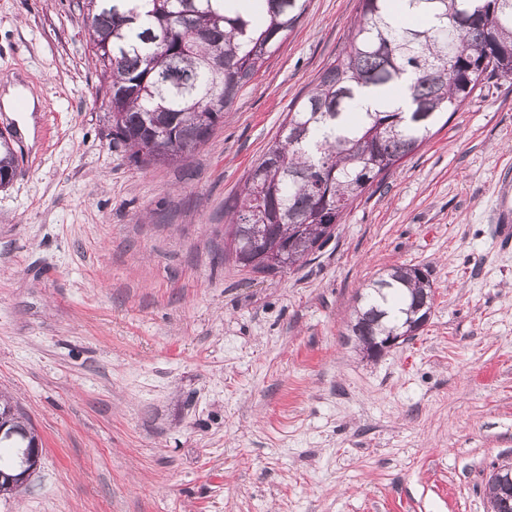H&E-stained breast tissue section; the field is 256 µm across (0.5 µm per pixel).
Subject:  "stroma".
<instances>
[{"label": "stroma", "mask_w": 512, "mask_h": 512, "mask_svg": "<svg viewBox=\"0 0 512 512\" xmlns=\"http://www.w3.org/2000/svg\"><path fill=\"white\" fill-rule=\"evenodd\" d=\"M358 0L306 11L191 157L112 139L76 0H0V80L39 100L0 189V392L42 445L0 512H490L512 464V80L478 89L307 262L236 267L224 214L341 53ZM427 269L428 324L346 344L363 284Z\"/></svg>", "instance_id": "obj_1"}]
</instances>
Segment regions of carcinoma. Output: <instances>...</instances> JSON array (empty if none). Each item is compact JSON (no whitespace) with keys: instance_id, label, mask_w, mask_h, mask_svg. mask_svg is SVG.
I'll use <instances>...</instances> for the list:
<instances>
[{"instance_id":"obj_1","label":"carcinoma","mask_w":512,"mask_h":512,"mask_svg":"<svg viewBox=\"0 0 512 512\" xmlns=\"http://www.w3.org/2000/svg\"><path fill=\"white\" fill-rule=\"evenodd\" d=\"M265 20L228 15L218 0H78L89 22L97 93L107 99L112 139L136 165H174L206 143L215 113L239 94L294 30L306 0H263ZM393 0H359L342 58L330 64L282 124L250 170L229 210L235 263L275 275L264 253H286L288 268L321 249L323 224L382 184L431 130L481 84L512 79V0H410L427 22L410 25ZM406 85L410 110L356 111L355 91L385 94ZM425 270L397 266L357 296L352 335L371 340L405 333L416 309H432ZM0 471L15 470L17 449L38 441L32 424L0 397ZM493 512H512V484L489 481Z\"/></svg>"}]
</instances>
